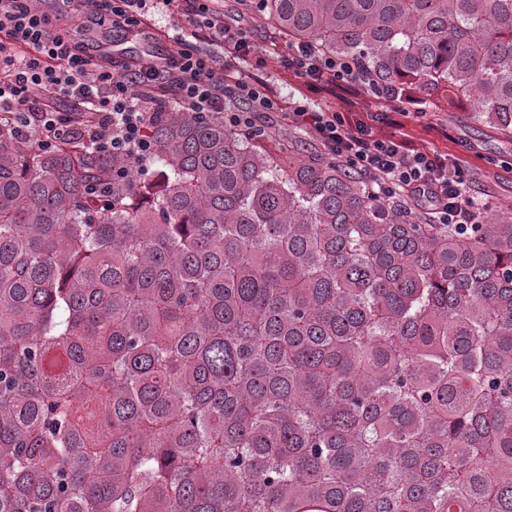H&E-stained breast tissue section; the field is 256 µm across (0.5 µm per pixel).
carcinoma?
I'll list each match as a JSON object with an SVG mask.
<instances>
[{"label": "carcinoma", "mask_w": 512, "mask_h": 512, "mask_svg": "<svg viewBox=\"0 0 512 512\" xmlns=\"http://www.w3.org/2000/svg\"><path fill=\"white\" fill-rule=\"evenodd\" d=\"M250 9L512 131V0ZM159 112L155 183L0 122V512H512V220Z\"/></svg>", "instance_id": "1"}]
</instances>
